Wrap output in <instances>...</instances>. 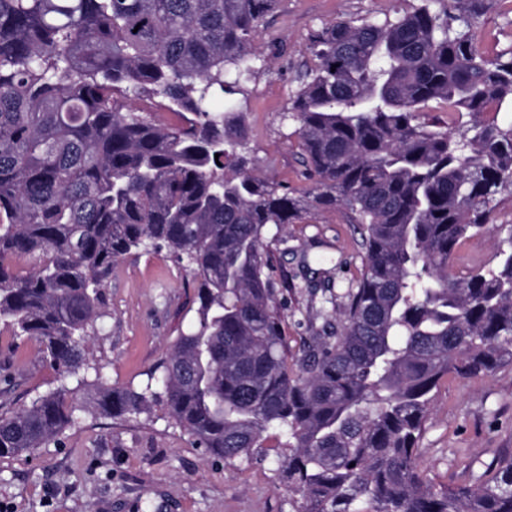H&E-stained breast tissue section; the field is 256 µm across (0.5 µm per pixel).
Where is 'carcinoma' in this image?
I'll use <instances>...</instances> for the list:
<instances>
[{
	"instance_id": "carcinoma-1",
	"label": "carcinoma",
	"mask_w": 512,
	"mask_h": 512,
	"mask_svg": "<svg viewBox=\"0 0 512 512\" xmlns=\"http://www.w3.org/2000/svg\"><path fill=\"white\" fill-rule=\"evenodd\" d=\"M278 0H0V324L61 377L0 412V457L31 453L82 412L160 405L214 457L248 459L275 430L296 512H512V454L475 482L420 475L434 391L512 364V50L474 42L480 0H421L339 18L281 118L309 188L262 177L244 93L254 35ZM435 107L459 114L431 116ZM339 206L366 250L342 330L288 349L271 227ZM494 230L493 262L450 273ZM166 250L196 283L190 330L146 384L110 386L88 337L132 251ZM29 264L25 273L19 263Z\"/></svg>"
}]
</instances>
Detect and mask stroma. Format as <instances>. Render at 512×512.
<instances>
[{
    "label": "stroma",
    "mask_w": 512,
    "mask_h": 512,
    "mask_svg": "<svg viewBox=\"0 0 512 512\" xmlns=\"http://www.w3.org/2000/svg\"><path fill=\"white\" fill-rule=\"evenodd\" d=\"M420 0H280L254 37L268 65L237 98L261 172L308 187L294 139L284 136L282 112L310 61L311 36L343 19H382ZM474 39L483 50L512 49V13L502 0H482ZM291 290L283 326L291 349L322 335L316 319L321 287L343 294L362 268L365 251L356 225L341 209L268 238ZM192 274L166 252H134L119 261L104 290L108 311L87 343L89 357L113 386H138L191 326ZM33 339L0 335V365L15 384L0 391L8 408L30 404L57 385ZM276 438L247 460H216L172 425L162 408L135 419L82 414L59 440L31 454L0 457V512H294L295 503L275 463ZM420 466L436 487L473 481L484 463L512 450V366L475 379L448 377L438 386L419 443Z\"/></svg>",
    "instance_id": "stroma-1"
}]
</instances>
